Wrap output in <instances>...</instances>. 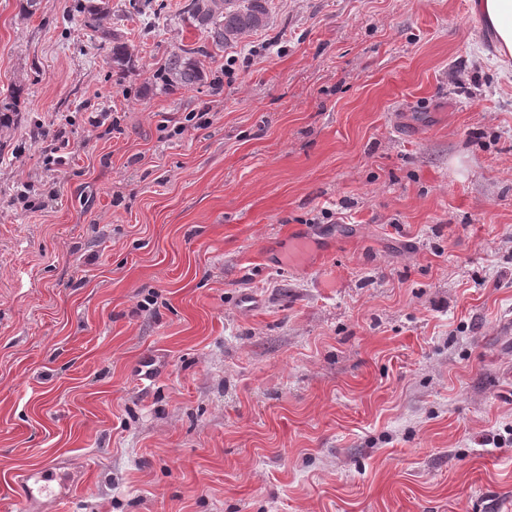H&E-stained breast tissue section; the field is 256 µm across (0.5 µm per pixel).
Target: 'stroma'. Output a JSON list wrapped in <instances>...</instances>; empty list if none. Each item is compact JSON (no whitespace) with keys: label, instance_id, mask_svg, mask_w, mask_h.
<instances>
[{"label":"stroma","instance_id":"1","mask_svg":"<svg viewBox=\"0 0 512 512\" xmlns=\"http://www.w3.org/2000/svg\"><path fill=\"white\" fill-rule=\"evenodd\" d=\"M184 4L112 0L118 70L0 0V512L56 463L40 512H512V57L469 0H269L171 90ZM19 91L0 96V130L9 129L19 116Z\"/></svg>","mask_w":512,"mask_h":512}]
</instances>
